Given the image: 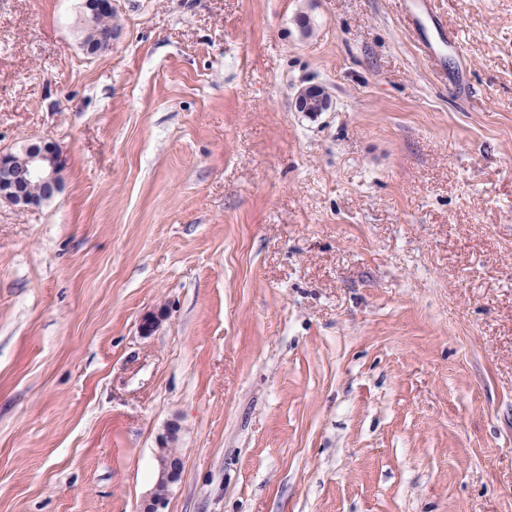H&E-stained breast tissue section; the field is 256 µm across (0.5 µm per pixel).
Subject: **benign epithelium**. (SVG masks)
<instances>
[{
    "label": "benign epithelium",
    "mask_w": 512,
    "mask_h": 512,
    "mask_svg": "<svg viewBox=\"0 0 512 512\" xmlns=\"http://www.w3.org/2000/svg\"><path fill=\"white\" fill-rule=\"evenodd\" d=\"M85 8L83 44L87 54L96 55L108 49L117 35V30L99 24L102 16L116 11L115 0H85ZM292 105L297 112H326L331 99L309 85L296 93ZM63 167V152L54 143L31 144L20 154L0 155V202L25 209L51 198L62 188ZM183 469L181 457L157 453V480L140 512H164L168 492Z\"/></svg>",
    "instance_id": "obj_1"
}]
</instances>
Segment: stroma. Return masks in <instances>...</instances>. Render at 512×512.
I'll return each instance as SVG.
<instances>
[{"instance_id":"1","label":"stroma","mask_w":512,"mask_h":512,"mask_svg":"<svg viewBox=\"0 0 512 512\" xmlns=\"http://www.w3.org/2000/svg\"><path fill=\"white\" fill-rule=\"evenodd\" d=\"M117 8L0 0V154L66 158L0 203V512H138L172 424L165 512H512V0ZM114 0H86L84 15L85 38L83 41L86 53L96 55L108 49L117 35V30L102 28L99 19L116 11ZM313 85L300 89L293 98L292 105L297 112H326L331 107V99ZM63 167V152L54 143L0 155V202L25 209L51 198L62 188Z\"/></svg>"}]
</instances>
